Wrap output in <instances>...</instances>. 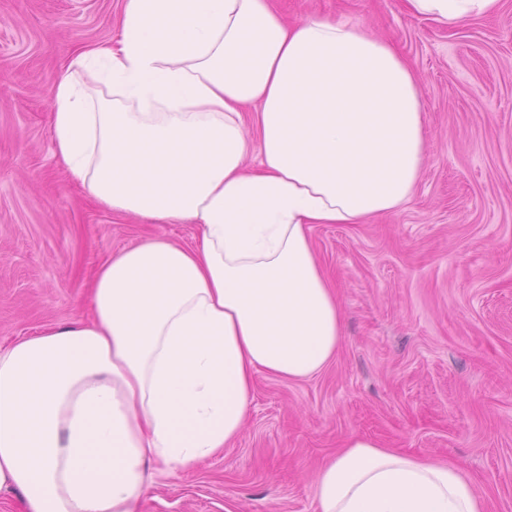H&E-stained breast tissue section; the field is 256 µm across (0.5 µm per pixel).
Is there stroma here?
Segmentation results:
<instances>
[{
	"mask_svg": "<svg viewBox=\"0 0 512 512\" xmlns=\"http://www.w3.org/2000/svg\"><path fill=\"white\" fill-rule=\"evenodd\" d=\"M370 26L418 79L426 162L401 210L315 224L344 336L302 382L256 374L243 433L165 476L140 512H316L320 464L354 437L459 465L512 512V0L448 26L405 0H275ZM118 0H0V346L87 313L112 253L197 225L142 224L90 200L53 154L76 47L117 38Z\"/></svg>",
	"mask_w": 512,
	"mask_h": 512,
	"instance_id": "35a3bbf8",
	"label": "stroma"
}]
</instances>
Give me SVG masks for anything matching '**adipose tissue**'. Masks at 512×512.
Wrapping results in <instances>:
<instances>
[{
	"label": "adipose tissue",
	"mask_w": 512,
	"mask_h": 512,
	"mask_svg": "<svg viewBox=\"0 0 512 512\" xmlns=\"http://www.w3.org/2000/svg\"><path fill=\"white\" fill-rule=\"evenodd\" d=\"M406 3L451 26L500 7ZM119 29L58 80L53 152L112 213L199 234L113 253L88 318L0 347V493L25 512H139L158 478L240 435L256 372L322 371L342 316L310 227L398 210L425 161L416 76L365 25L290 23L274 0H121ZM314 497L318 512H486L456 463L358 437Z\"/></svg>",
	"instance_id": "obj_1"
}]
</instances>
